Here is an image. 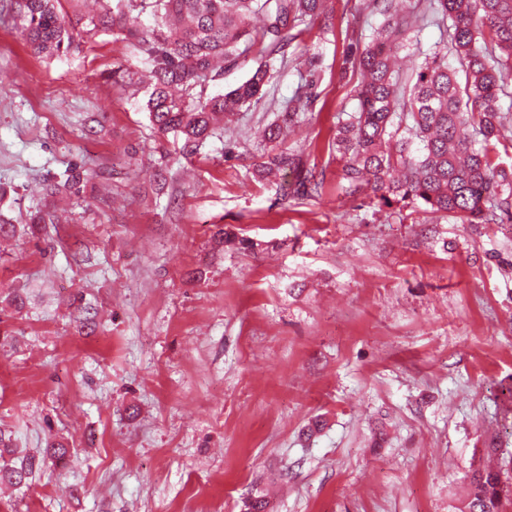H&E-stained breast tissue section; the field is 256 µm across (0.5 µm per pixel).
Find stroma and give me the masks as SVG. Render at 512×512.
Segmentation results:
<instances>
[{"label": "stroma", "mask_w": 512, "mask_h": 512, "mask_svg": "<svg viewBox=\"0 0 512 512\" xmlns=\"http://www.w3.org/2000/svg\"><path fill=\"white\" fill-rule=\"evenodd\" d=\"M326 10L189 153L154 132L132 40L39 57L0 0V432L43 458L0 512H245L261 493L270 512H449L488 443L512 454V226L342 192L345 58L379 19ZM300 56L315 84L288 125ZM273 122L321 196L260 177ZM71 168L78 190L50 194Z\"/></svg>", "instance_id": "35a3bbf8"}]
</instances>
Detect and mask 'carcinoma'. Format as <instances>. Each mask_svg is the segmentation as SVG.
Wrapping results in <instances>:
<instances>
[{
    "mask_svg": "<svg viewBox=\"0 0 512 512\" xmlns=\"http://www.w3.org/2000/svg\"><path fill=\"white\" fill-rule=\"evenodd\" d=\"M68 3L71 11L63 10ZM17 0L23 35L39 52L68 51L75 34L119 31L137 39L148 69L143 108L155 133L182 139L197 149L215 134L219 114L229 118L258 102L272 77L274 56L309 30L322 15L323 0ZM382 17L351 46L352 66L364 80L358 106L338 117L333 141L347 195L369 190L379 207L401 214L421 209L462 224L512 221V168L491 157L512 128L502 100H512V0H365ZM148 14L155 27L141 32L136 17ZM438 28L436 45L420 34ZM254 54L256 67L236 88L204 101L192 89ZM403 53L422 58L415 74L397 67ZM300 93L284 107L292 123L306 110ZM472 127L469 138L461 128ZM261 173L296 175L298 197L319 196L324 173L293 151L262 154ZM36 467L33 456L0 465V485L20 486ZM459 512H512L505 470L478 466Z\"/></svg>",
    "mask_w": 512,
    "mask_h": 512,
    "instance_id": "1",
    "label": "carcinoma"
}]
</instances>
